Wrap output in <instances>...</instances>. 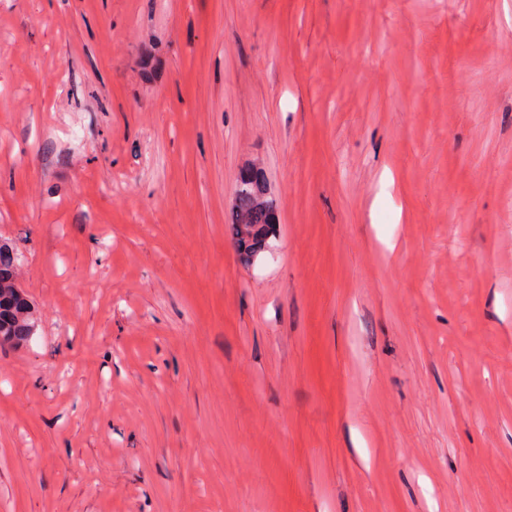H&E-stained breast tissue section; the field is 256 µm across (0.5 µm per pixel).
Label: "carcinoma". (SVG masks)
I'll list each match as a JSON object with an SVG mask.
<instances>
[{
	"label": "carcinoma",
	"mask_w": 512,
	"mask_h": 512,
	"mask_svg": "<svg viewBox=\"0 0 512 512\" xmlns=\"http://www.w3.org/2000/svg\"><path fill=\"white\" fill-rule=\"evenodd\" d=\"M277 224V204L267 193L261 168L242 170L236 180L231 234L241 260L250 262L269 245ZM18 253L0 242V347L26 344L36 326L34 307L16 284Z\"/></svg>",
	"instance_id": "carcinoma-1"
}]
</instances>
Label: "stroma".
Returning a JSON list of instances; mask_svg holds the SVG:
<instances>
[{"mask_svg":"<svg viewBox=\"0 0 512 512\" xmlns=\"http://www.w3.org/2000/svg\"><path fill=\"white\" fill-rule=\"evenodd\" d=\"M0 239V512H512V0H0ZM277 204L267 193L264 172L258 166L242 170L236 180L235 202L231 216V234L244 263L264 252L277 224ZM242 218L251 224L252 232L242 236ZM18 253L6 241L0 242V347L26 344L36 326L34 307L16 284Z\"/></svg>","mask_w":512,"mask_h":512,"instance_id":"obj_1","label":"stroma"}]
</instances>
